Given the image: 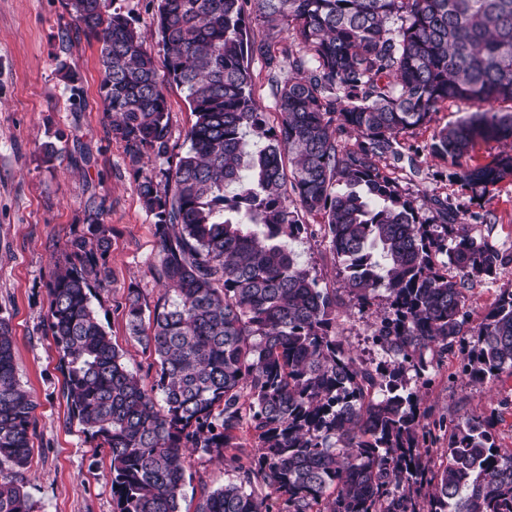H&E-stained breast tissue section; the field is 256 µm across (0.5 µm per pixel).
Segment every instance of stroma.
<instances>
[{
  "label": "stroma",
  "mask_w": 512,
  "mask_h": 512,
  "mask_svg": "<svg viewBox=\"0 0 512 512\" xmlns=\"http://www.w3.org/2000/svg\"><path fill=\"white\" fill-rule=\"evenodd\" d=\"M67 0H0V316L12 330L16 373L37 408L25 490L38 512H114L110 455L96 448L70 417L59 354L47 327L48 284L69 240L85 235L90 214L109 230V283L96 288V313L144 386H151L157 366L150 352L130 335L123 313L127 288H138L146 309L163 293L157 275L156 217L137 190L144 177L162 181L168 158L144 154L132 162L123 142L113 138L100 92V46L78 31ZM158 0H108L147 32V50L163 62L154 36ZM74 70L77 83L64 74ZM170 112L169 156L189 147L186 133L194 122L185 92L167 83ZM480 104L451 101L434 116L430 128L402 137V156L383 163L400 190L430 215V200L448 199L467 213L466 232L488 242L508 260L491 278L468 291L472 323H480L501 293L512 291V180L478 196L453 177L450 162L426 149L432 131L480 111ZM54 143L58 157L45 162L44 143ZM305 233L292 248L298 262L321 287L342 285V267L324 236L320 216L301 214ZM391 309L385 291L370 306L347 305L336 311V334L354 355L386 361L390 354L373 340ZM462 355L453 351L432 361L427 383H413L421 407L434 420L452 424L464 415L489 420L496 443L512 450V375L479 382L461 376ZM181 512H196L201 486L215 489L233 478L231 468L193 454Z\"/></svg>",
  "instance_id": "stroma-1"
}]
</instances>
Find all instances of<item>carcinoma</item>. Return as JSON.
Instances as JSON below:
<instances>
[{
    "instance_id": "carcinoma-1",
    "label": "carcinoma",
    "mask_w": 512,
    "mask_h": 512,
    "mask_svg": "<svg viewBox=\"0 0 512 512\" xmlns=\"http://www.w3.org/2000/svg\"><path fill=\"white\" fill-rule=\"evenodd\" d=\"M67 6L101 44L112 136L134 162L145 149L167 155L168 101L145 34L106 0ZM254 20L293 36L287 76L271 44L251 39ZM156 25L167 80L195 121L164 188L138 184L157 217L164 293L146 317L129 288L124 312L155 356L151 388L92 305L110 275L99 216L48 288L72 418L108 449L115 512H180L189 450L234 472L220 488L201 485L197 512H512V452L470 415L437 447L443 424L427 422L404 375L424 374L427 351L456 346L472 380L512 373V291L475 326L467 310V291L505 258L456 227L463 217L446 198L423 219L380 167L401 136L465 100L490 108L433 131L427 150L459 159L481 139L506 141L455 177L476 194L512 179V111L491 107L512 103V0H159ZM254 56L269 70L275 126L253 96ZM344 132L357 148L341 145ZM301 211L322 216L349 297L384 287L393 316L374 340L392 362L360 360L336 337L343 299L288 246ZM35 408L0 316V467L13 470L0 475V512H36L17 479Z\"/></svg>"
}]
</instances>
